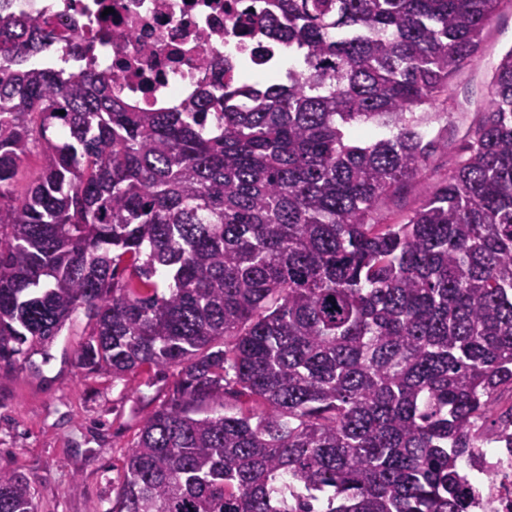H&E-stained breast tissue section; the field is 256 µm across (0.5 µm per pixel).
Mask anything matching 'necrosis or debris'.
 I'll return each instance as SVG.
<instances>
[{"instance_id": "obj_1", "label": "necrosis or debris", "mask_w": 512, "mask_h": 512, "mask_svg": "<svg viewBox=\"0 0 512 512\" xmlns=\"http://www.w3.org/2000/svg\"><path fill=\"white\" fill-rule=\"evenodd\" d=\"M266 0H6L12 13L49 21L59 32L39 64L54 71L95 67L112 95L147 110L180 106L201 88L265 68L275 58L240 24ZM479 512H512V449L483 453Z\"/></svg>"}]
</instances>
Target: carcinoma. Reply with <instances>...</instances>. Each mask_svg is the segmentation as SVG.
<instances>
[{"label":"carcinoma","mask_w":512,"mask_h":512,"mask_svg":"<svg viewBox=\"0 0 512 512\" xmlns=\"http://www.w3.org/2000/svg\"><path fill=\"white\" fill-rule=\"evenodd\" d=\"M499 2L268 0L288 81L158 112L34 66L53 32L0 14V377L80 314L78 368H178L105 512H473L460 466L512 428L484 427L512 397V47L461 144L429 106ZM0 512H38L24 473ZM34 138H36L34 147L20 166L14 181L15 193L17 195L26 193L28 188L38 179L41 173L40 135L38 127L34 131ZM456 159L455 153H447L441 148L434 152L413 186L383 207L384 216L389 220H399L407 210L414 207L448 176Z\"/></svg>","instance_id":"cac0c4a2"}]
</instances>
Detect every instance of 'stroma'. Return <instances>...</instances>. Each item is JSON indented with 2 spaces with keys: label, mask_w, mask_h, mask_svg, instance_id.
<instances>
[{
  "label": "stroma",
  "mask_w": 512,
  "mask_h": 512,
  "mask_svg": "<svg viewBox=\"0 0 512 512\" xmlns=\"http://www.w3.org/2000/svg\"><path fill=\"white\" fill-rule=\"evenodd\" d=\"M512 46V0H502L470 60L456 70L433 111H450L434 130L461 140L476 113L489 105L491 67ZM455 154L434 152L413 186L382 209L400 219L450 173ZM84 323L76 321L58 336L48 355H33L23 371L0 378V466L29 476L39 512H106L122 479V462L145 417L177 377L147 386V373L122 379L84 374L73 362Z\"/></svg>",
  "instance_id": "1"
}]
</instances>
